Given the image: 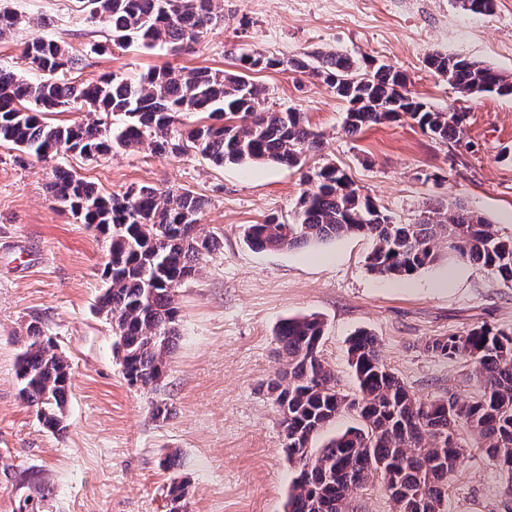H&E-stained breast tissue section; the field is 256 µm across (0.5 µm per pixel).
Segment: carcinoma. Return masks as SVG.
<instances>
[{
	"instance_id": "obj_1",
	"label": "carcinoma",
	"mask_w": 512,
	"mask_h": 512,
	"mask_svg": "<svg viewBox=\"0 0 512 512\" xmlns=\"http://www.w3.org/2000/svg\"><path fill=\"white\" fill-rule=\"evenodd\" d=\"M91 15L110 33L113 45L178 53L198 43L223 17L214 0H89ZM18 24L0 11V40ZM23 55L34 77L0 66V145L39 161L68 154L87 160L116 148L133 150L149 141L156 154L193 150L216 166L277 163L302 166L318 151L320 136L302 113L265 107L264 89L247 72L283 65L260 53L236 57L237 72L173 67L153 69L137 81L113 75L77 82L72 73L82 58L54 40L35 36ZM427 66L457 92L512 95V79L470 59L433 53ZM369 70L340 52L296 57L288 69L321 79L348 103L344 131L408 116L436 138L457 140L464 111L432 110L407 88L406 75L393 65L368 62ZM77 104L90 118L55 125L46 115ZM206 121L181 132L184 114ZM127 121L114 126L116 117ZM308 188L288 222L275 216L245 231L250 248L279 250L322 243L346 235L375 241L367 265L380 277L401 278L431 265L438 248L448 256L478 264L512 283V237L505 238L482 216L456 205L429 203L412 224H395L361 196L347 174L330 163L303 174ZM52 202L94 228L107 243L98 313L112 323L128 385L153 390L179 336L176 296L198 275L200 261L218 238L194 230L206 200L188 189L151 186L105 192L73 168L56 165L45 183ZM323 322L310 315L283 320L276 339L285 367L268 383L284 425L283 448L298 465L287 512H350L355 489L382 480L393 512H444L448 480L464 448L457 432L467 429L477 447L499 470L512 495V332L481 325L463 336L434 338L427 350L449 360L464 359L482 383L471 400L455 395L422 401L382 360L379 340L362 331L349 340L359 398L347 399L333 369L320 355ZM28 344L17 363L21 395L51 433L64 425L68 364L39 322L27 326ZM352 410L361 425L332 439L312 456L309 445L336 416Z\"/></svg>"
}]
</instances>
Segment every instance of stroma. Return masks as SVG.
I'll use <instances>...</instances> for the list:
<instances>
[{
  "mask_svg": "<svg viewBox=\"0 0 512 512\" xmlns=\"http://www.w3.org/2000/svg\"><path fill=\"white\" fill-rule=\"evenodd\" d=\"M20 24L0 41V65L28 75L23 44L40 35L81 54L78 80H136L162 66L231 71L241 52L286 61L338 51L385 62L431 109L463 110L459 142L412 119L351 137L346 104L320 79L281 68L252 73L265 105L302 112L322 146L304 168L275 163L210 164L195 153L158 155L148 146L65 165L109 192L149 185L187 188L207 201L199 223L220 245L178 292L179 333L157 390L131 387L113 352L109 320L96 305L106 248L44 193L52 162L0 145V512H167V489L184 484V512H285L296 474L282 451L281 417L266 384L282 369L275 330L287 318L324 323L321 354L342 393L355 395L348 340L376 336L388 367L422 399L475 397L471 366L427 351L434 337L487 324L512 331V283L469 262L440 256L412 284L372 273V240L348 235L297 248L256 251L246 225L292 215L304 171L333 163L395 223L410 224L426 201L463 204L512 235V96L460 95L426 65L456 54L512 76V0L487 15L458 0H214L224 21L195 50L105 48L107 33L85 0H0ZM41 322L70 365L64 432L38 422L16 375L26 327ZM168 407L167 419L153 415ZM448 483V512H512L499 473L467 431Z\"/></svg>",
  "mask_w": 512,
  "mask_h": 512,
  "instance_id": "35a3bbf8",
  "label": "stroma"
}]
</instances>
